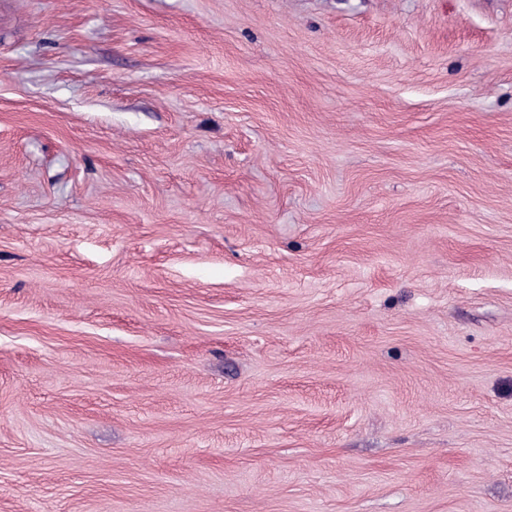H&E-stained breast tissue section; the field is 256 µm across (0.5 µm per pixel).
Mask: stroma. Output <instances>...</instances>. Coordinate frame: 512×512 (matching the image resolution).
Listing matches in <instances>:
<instances>
[{"instance_id": "obj_1", "label": "stroma", "mask_w": 512, "mask_h": 512, "mask_svg": "<svg viewBox=\"0 0 512 512\" xmlns=\"http://www.w3.org/2000/svg\"><path fill=\"white\" fill-rule=\"evenodd\" d=\"M0 512H512V0H0Z\"/></svg>"}]
</instances>
